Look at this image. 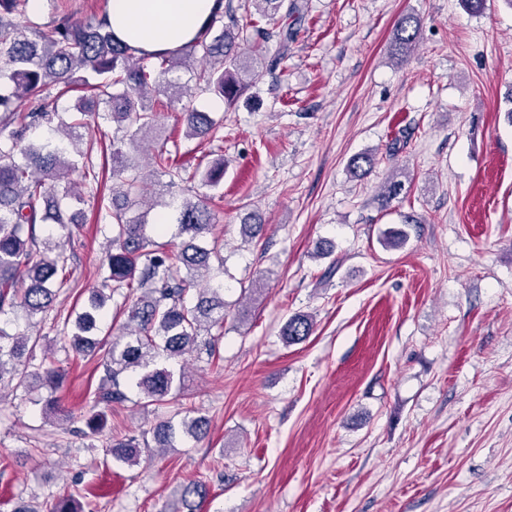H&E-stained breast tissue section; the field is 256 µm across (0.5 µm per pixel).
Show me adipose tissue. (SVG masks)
<instances>
[{
  "label": "adipose tissue",
  "mask_w": 512,
  "mask_h": 512,
  "mask_svg": "<svg viewBox=\"0 0 512 512\" xmlns=\"http://www.w3.org/2000/svg\"><path fill=\"white\" fill-rule=\"evenodd\" d=\"M217 0H110L115 36L147 52L183 48L202 29Z\"/></svg>",
  "instance_id": "1"
}]
</instances>
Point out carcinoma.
Segmentation results:
<instances>
[{"instance_id": "cac0c4a2", "label": "carcinoma", "mask_w": 512, "mask_h": 512, "mask_svg": "<svg viewBox=\"0 0 512 512\" xmlns=\"http://www.w3.org/2000/svg\"><path fill=\"white\" fill-rule=\"evenodd\" d=\"M29 0H0V72H9L11 86L0 89V318L21 310L31 321L47 313L56 295L71 286V258L54 235L34 254L37 224H55L62 230L78 223L79 205L98 193L100 172L93 161L94 142L82 148L93 126L102 119L112 123V206L101 222L109 225L112 237L101 269V288L79 313L69 336L77 356L103 352L104 378L95 395L93 412L85 422L88 434L101 433L112 404L129 400L121 390L127 379L137 390L133 404L157 414L152 428L155 447L173 448L184 438H199L208 420L191 415V410L161 412L173 391L181 390L174 374L157 368L158 357L179 359L204 350L213 358L224 337V292L201 288L212 271L224 273V256L217 245L208 244L215 214L200 196L174 201L180 234L188 235L177 249L154 247L149 235L146 204L147 176L142 165L132 161L125 146L161 133L158 108L161 97H175L183 105L186 137L203 136L217 122L207 112L194 108V95L214 94L234 105L259 76V68L275 69L286 57L295 30L286 26L261 28L257 23H240L232 0L180 53L200 54L204 63L195 90L173 83L167 75L175 65V52L145 53L119 39L108 18V8L84 16L63 15L46 23L27 13ZM267 21L285 12L298 11L296 0H250ZM420 19L408 13L392 31L391 55L402 62L420 40ZM252 40L273 43V55L259 46L252 56L241 45ZM57 93H52V90ZM71 89L83 91L64 120L57 101ZM24 101L33 103L28 112L19 111ZM153 165L168 176L169 185L185 180L186 169L173 163L160 150ZM81 181L72 183L70 173ZM224 179V160L217 159L201 173L206 186ZM131 300L123 332L108 342L97 338L98 324L114 295ZM313 318L296 312L281 328L285 343L305 340L313 332ZM42 337L16 334L10 345L0 344V388L10 386L33 391L53 387L63 369L48 352L34 365ZM112 458L129 467L141 464L139 443L118 440L109 445ZM207 496L206 485L191 481L181 493L188 512H196L195 500Z\"/></svg>"}]
</instances>
